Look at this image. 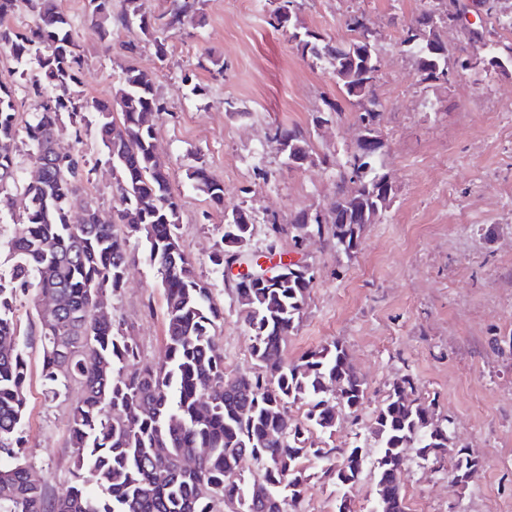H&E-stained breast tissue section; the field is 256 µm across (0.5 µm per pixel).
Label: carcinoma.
<instances>
[{
	"mask_svg": "<svg viewBox=\"0 0 512 512\" xmlns=\"http://www.w3.org/2000/svg\"><path fill=\"white\" fill-rule=\"evenodd\" d=\"M26 0H0V48L16 60H33L37 71L19 69L0 79V205L21 209L17 233L6 243L12 265L0 273V512H304L303 492L316 474L336 467V448L314 434L333 436L338 413L358 410L366 383L338 340L297 360H284L288 335L300 323L314 287L311 266L286 279L250 269L254 278L233 279L238 314L250 334L256 370L249 375L224 370L218 329L224 307L200 279L182 244L180 198L169 168L154 142L164 102L153 75L128 66L110 101L87 102L73 95L84 59L71 18L58 0H37L39 21L21 32L6 19ZM162 27L175 33L200 13L201 0H173ZM464 0H450L445 16L419 14L403 30L402 44L416 55L423 81L448 82V49L442 30L461 13ZM137 18L143 31L157 17L140 5L123 23ZM87 18L105 36L112 23V0H88ZM276 28L300 34L312 61L326 60L345 98L356 102L359 122L372 125L370 139L339 165L330 199L336 250L354 252L365 225L382 214L384 176L376 171L383 150L373 144L381 110L375 97L377 49L362 14L345 25L347 44L292 22L282 7L272 10ZM32 101L24 133L32 171L20 174L14 151L19 129L16 91ZM93 114L97 143L112 164V219L81 198L91 183L83 153L87 114ZM73 129L71 145L58 139L61 124ZM288 162H314L307 133L276 128ZM191 187L216 209L224 206V186L206 167H189ZM81 218L75 222V205ZM239 222L219 225L220 245L210 256L219 271L251 264L253 218L236 210ZM317 212H299L290 222L296 250L322 234ZM142 240L165 299V354L155 364L128 372L138 346L125 334L122 317L109 297L125 287L129 242ZM33 298L36 320L27 335L41 353L40 378L57 396L72 385L81 396L67 412L71 479L61 491L32 478L23 455L26 443L28 356L19 346L17 303ZM410 375L393 384L370 426L376 457L352 443L343 477H332L339 492L336 512H353L350 490L367 464L374 467L371 512H409L395 471L416 459L451 477L470 462L449 425L432 404L416 397ZM305 408L294 418L289 409ZM256 464L247 475L243 460ZM95 478L97 490L83 475Z\"/></svg>",
	"mask_w": 512,
	"mask_h": 512,
	"instance_id": "1",
	"label": "carcinoma"
}]
</instances>
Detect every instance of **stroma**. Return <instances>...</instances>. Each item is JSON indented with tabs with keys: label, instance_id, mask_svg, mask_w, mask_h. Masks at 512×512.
Listing matches in <instances>:
<instances>
[{
	"label": "stroma",
	"instance_id": "obj_1",
	"mask_svg": "<svg viewBox=\"0 0 512 512\" xmlns=\"http://www.w3.org/2000/svg\"><path fill=\"white\" fill-rule=\"evenodd\" d=\"M72 17L84 55L77 92L108 100L126 66L154 73L167 110L157 126L156 148L182 204L181 233L198 275L224 306L219 333L224 368L254 372L250 338L228 281L209 254L226 213L245 209L256 222L253 252L275 248L300 256L315 285L284 355L293 360L340 340L367 382L357 412L342 411L332 446L369 439L376 410L391 386L411 375L421 397L434 401L457 441L481 460L467 487L451 486L448 472L410 461L403 487L410 512H512V66L485 68L491 44L448 28L449 59L475 60L450 82L421 81L402 30L439 0H296L298 20L326 39L345 43L346 19L364 13L380 54L376 93L386 143L382 174L394 197L366 225L353 254L338 252L332 227L295 252L288 233H274L270 217L290 222L301 210L323 211L333 195L336 162L355 147L356 106L344 101L327 65H313L288 36L270 24L271 0H204L199 24L168 38L158 56L154 32L137 23L112 24L100 36L86 18V0H61ZM135 44L136 53L125 52ZM217 60L222 75L198 68ZM203 86L191 93L189 82ZM340 103L341 112L329 111ZM280 126L307 131L314 163L289 165L274 139ZM84 151L94 168L87 187L104 216L112 214V171L94 130ZM204 165L224 185L216 210L185 178ZM112 305L139 345L140 359L158 361L165 348L163 293L140 243H132L128 281ZM33 380L25 459L35 477L61 486L70 477L66 398L44 394L37 349L29 351Z\"/></svg>",
	"mask_w": 512,
	"mask_h": 512
}]
</instances>
